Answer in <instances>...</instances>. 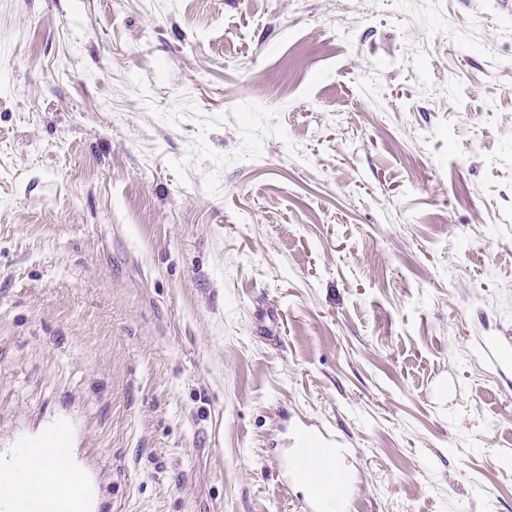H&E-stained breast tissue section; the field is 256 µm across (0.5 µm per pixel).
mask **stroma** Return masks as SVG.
Here are the masks:
<instances>
[{"label":"stroma","instance_id":"obj_1","mask_svg":"<svg viewBox=\"0 0 512 512\" xmlns=\"http://www.w3.org/2000/svg\"><path fill=\"white\" fill-rule=\"evenodd\" d=\"M512 0H0V458L90 512H512ZM511 338H492L485 346V350L492 363L499 369H509L512 366ZM287 456L282 457V469L292 478L302 479L303 473L307 469L317 467L322 455L325 452L336 456L338 452L341 456L345 455L347 448L345 442L336 433L324 428L305 424L292 432H289Z\"/></svg>","mask_w":512,"mask_h":512}]
</instances>
